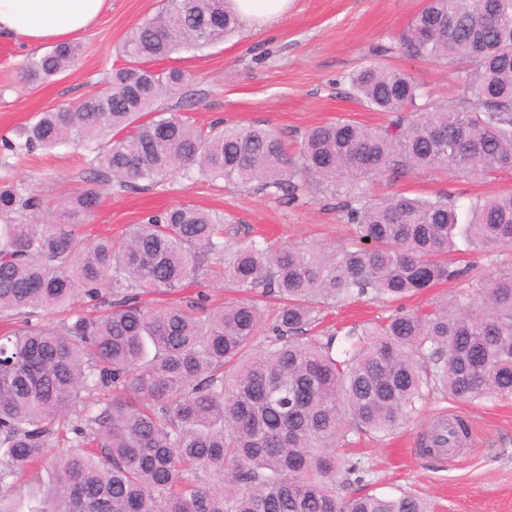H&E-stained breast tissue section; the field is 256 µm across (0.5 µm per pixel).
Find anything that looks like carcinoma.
<instances>
[{"instance_id": "carcinoma-1", "label": "carcinoma", "mask_w": 512, "mask_h": 512, "mask_svg": "<svg viewBox=\"0 0 512 512\" xmlns=\"http://www.w3.org/2000/svg\"><path fill=\"white\" fill-rule=\"evenodd\" d=\"M483 2L428 0L401 35L408 54L458 66L456 98L420 105L412 75L363 66L349 77L354 96L394 119L313 127L296 157L272 129H198L157 108L187 75L149 63L234 32L230 0H164L127 33L105 90L40 113L18 144L0 138L20 152L91 144L90 172L104 184L156 188L195 171L257 182L289 204L329 195L354 230L340 248L251 239L229 249L223 220L179 204L114 240L84 231L99 189L67 198L56 223L31 224L40 200L1 179L0 317L22 320L0 336V512H15L5 503L64 428L74 437L33 512H423L410 495L340 497L359 468L343 467L336 447L351 430L392 435L436 390L464 403L512 395V268L479 278L475 294L426 312L400 307L342 335L322 329L323 313L470 280L474 267L450 258L459 240L474 251L512 246V191L474 201L464 221L446 197L370 195L375 182L416 170H512V0H493L492 28ZM77 59V46L57 44L28 61L25 81L47 82ZM213 256L239 297L215 308L204 290L160 307L142 301L181 291ZM52 311L64 318L39 317ZM99 388L112 398L84 403ZM464 434L462 423L438 428L433 442Z\"/></svg>"}]
</instances>
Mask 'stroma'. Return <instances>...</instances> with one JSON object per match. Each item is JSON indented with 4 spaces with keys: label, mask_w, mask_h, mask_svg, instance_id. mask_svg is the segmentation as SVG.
<instances>
[{
    "label": "stroma",
    "mask_w": 512,
    "mask_h": 512,
    "mask_svg": "<svg viewBox=\"0 0 512 512\" xmlns=\"http://www.w3.org/2000/svg\"><path fill=\"white\" fill-rule=\"evenodd\" d=\"M427 0H291L285 18L259 28L241 21L236 36L201 52L159 61L162 69H182L187 81L179 95L159 101L160 109L187 118L193 126L259 125L296 144L309 128L337 120L368 127L388 116L369 110L351 93L349 76L369 64L411 74L428 101L440 104L458 93L454 67L405 54L399 37ZM163 0H106L98 21L75 37L79 58L53 81L32 86L21 70L50 42L28 48L0 39V137H15L39 113L78 104L106 87L116 50L126 32L155 16ZM86 143L27 154L0 150V176L41 201L29 214L34 224L52 223L71 193L92 187ZM512 190V171L487 180L466 179L446 169L408 174L381 182L376 196L405 192L423 198L447 194L460 210L472 199ZM188 203L228 218L226 243L263 233L290 244L340 246L350 237L334 199L317 195L292 205L257 187H233L199 178L177 177L164 187L126 191L101 189V202L86 225L89 233L121 234L151 211ZM390 306L370 299L346 301L329 311L327 323L340 328L389 315ZM456 414L469 425L467 442L453 455H429L422 438L437 419ZM362 482L341 488L349 498L364 492L421 499L427 512H512V397L468 404L431 394L394 435L379 439L346 437Z\"/></svg>",
    "instance_id": "stroma-1"
}]
</instances>
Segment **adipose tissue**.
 I'll return each instance as SVG.
<instances>
[{
	"label": "adipose tissue",
	"mask_w": 512,
	"mask_h": 512,
	"mask_svg": "<svg viewBox=\"0 0 512 512\" xmlns=\"http://www.w3.org/2000/svg\"><path fill=\"white\" fill-rule=\"evenodd\" d=\"M106 0H0V38L25 46L66 42L89 29Z\"/></svg>",
	"instance_id": "ef3b65f1"
}]
</instances>
